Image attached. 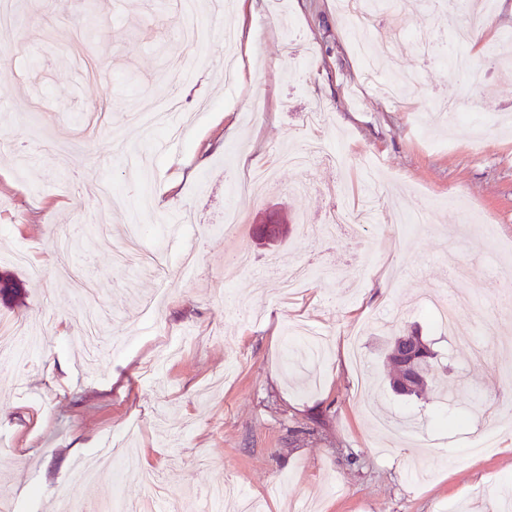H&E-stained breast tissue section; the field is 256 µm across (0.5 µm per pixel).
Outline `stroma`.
<instances>
[{
  "mask_svg": "<svg viewBox=\"0 0 512 512\" xmlns=\"http://www.w3.org/2000/svg\"><path fill=\"white\" fill-rule=\"evenodd\" d=\"M13 29L0 30V272L25 294L0 304V322L37 331L26 362L0 363V512H58L63 498L92 512L118 499L147 500L150 487L112 476L67 485L75 466L107 451L138 423L135 448L166 493L167 512H200L206 489L225 481L261 501L263 512H487L512 482V433L472 457V433L487 425L479 402L502 403L512 367V76L492 69L485 47L512 52V0H496L480 39L468 46L487 69L474 122L491 134L474 144L463 130L434 129L418 92L382 96L363 74L355 43L391 53L396 67L452 102L463 78L441 57L463 13L450 0H391L372 30L347 26L336 0H245L239 36L244 66L233 87L205 66L182 82L189 122L172 149L141 144L125 115L174 81L167 68L182 45L174 0H15ZM326 114L310 128L314 108ZM138 145L114 155L111 128ZM326 158L296 193L282 170L260 195L237 193L248 172L274 164L306 140ZM347 163L336 166L333 154ZM390 194L424 221L400 228L382 209L361 237H313L330 206ZM466 200L450 207L448 194ZM285 207L288 237L262 247L252 237L267 206ZM235 234L215 231L225 207ZM193 215L197 262L179 249L163 274L118 269L113 251L130 229L144 247L162 227ZM492 220L493 236L481 231ZM68 237L70 247L57 242ZM247 251L253 270L228 266ZM292 269L313 263L340 275L306 280L283 302L264 270L269 255ZM470 268L463 280L452 263ZM442 295L471 330L472 357L422 306ZM156 312L146 315V299ZM302 322L328 340L321 361L285 364L284 330ZM417 332L434 359L421 397L390 385L391 341ZM458 389L461 426L403 443L376 431L362 407L434 419V386Z\"/></svg>",
  "mask_w": 512,
  "mask_h": 512,
  "instance_id": "stroma-1",
  "label": "stroma"
}]
</instances>
